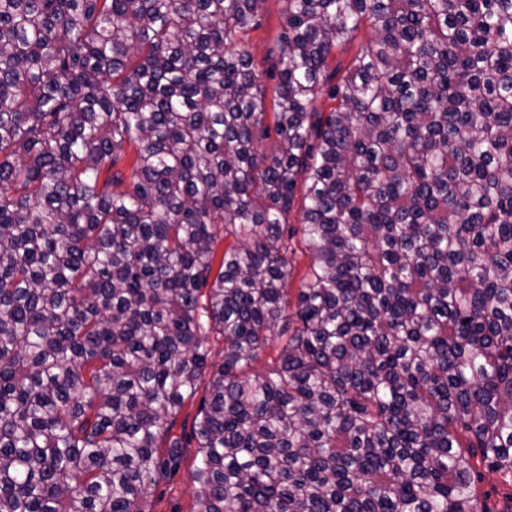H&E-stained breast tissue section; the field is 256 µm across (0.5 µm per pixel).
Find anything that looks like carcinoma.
<instances>
[{
  "label": "carcinoma",
  "mask_w": 512,
  "mask_h": 512,
  "mask_svg": "<svg viewBox=\"0 0 512 512\" xmlns=\"http://www.w3.org/2000/svg\"><path fill=\"white\" fill-rule=\"evenodd\" d=\"M264 2L0 0V512H153L202 386L195 512L512 484V0H281L272 113ZM282 3L279 0H267L262 12L261 26L250 33L247 47L257 63L262 88L266 94L267 112H273L276 79L268 77L265 70L270 62L266 60L267 52L276 44V38L282 30ZM204 387H200L197 396L194 399H190L181 412L178 414L174 427L171 434L175 436H182L185 441H188L192 434V426L194 418L198 411L200 399L203 395Z\"/></svg>",
  "instance_id": "carcinoma-1"
}]
</instances>
